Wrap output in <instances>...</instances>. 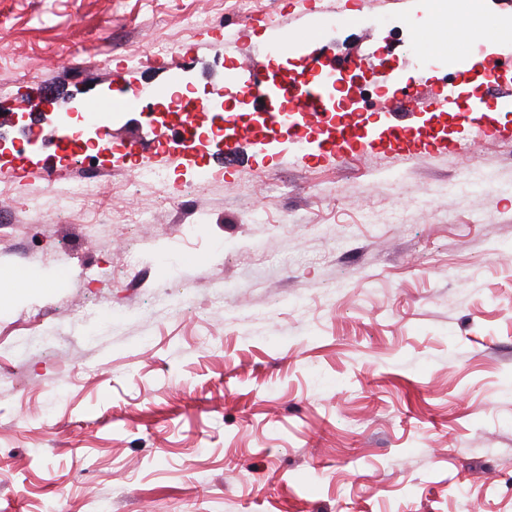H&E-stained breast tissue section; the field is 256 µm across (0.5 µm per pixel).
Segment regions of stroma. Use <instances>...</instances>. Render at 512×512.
Here are the masks:
<instances>
[{
  "label": "stroma",
  "mask_w": 512,
  "mask_h": 512,
  "mask_svg": "<svg viewBox=\"0 0 512 512\" xmlns=\"http://www.w3.org/2000/svg\"><path fill=\"white\" fill-rule=\"evenodd\" d=\"M427 0H0V512H512V155L465 148L448 114L382 110L372 146L322 157L209 141L155 185L132 143L171 115L112 116V151L72 168L42 112L180 80L225 110L303 56L376 65L421 95L457 84ZM240 52L217 45L222 30ZM168 53L153 57L156 44ZM470 91L512 134V41L478 40ZM503 66L485 80L489 59ZM436 126L443 150L384 145ZM223 160L219 180L201 182ZM80 176L97 194L68 200ZM194 225L184 236L181 227ZM138 261L128 264V253ZM23 271L34 295H20Z\"/></svg>",
  "instance_id": "1"
}]
</instances>
